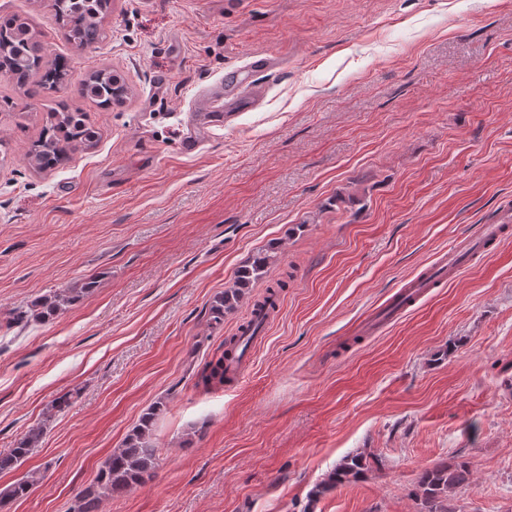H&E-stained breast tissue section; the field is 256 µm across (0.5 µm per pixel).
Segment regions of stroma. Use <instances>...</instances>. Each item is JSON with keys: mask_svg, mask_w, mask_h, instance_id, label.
Returning <instances> with one entry per match:
<instances>
[{"mask_svg": "<svg viewBox=\"0 0 512 512\" xmlns=\"http://www.w3.org/2000/svg\"><path fill=\"white\" fill-rule=\"evenodd\" d=\"M53 0H0L70 65L62 96L0 80V454L45 424L0 489L67 512L155 402L154 478L102 512H417L425 467L462 456L454 512H512V238L377 332L359 323L479 225L512 221V0H112L107 37L67 42ZM259 103L201 119L197 94L259 58ZM112 70L123 104L80 87ZM100 139L35 172L56 99ZM291 278L235 382L200 372L247 305L211 299L258 250ZM92 278L51 322L23 313ZM71 405L51 413L54 399ZM361 482L309 503L345 456ZM38 482V478L35 474L30 475L25 480L17 481L4 489L0 490V509L13 501L27 497L31 488Z\"/></svg>", "mask_w": 512, "mask_h": 512, "instance_id": "1", "label": "stroma"}]
</instances>
